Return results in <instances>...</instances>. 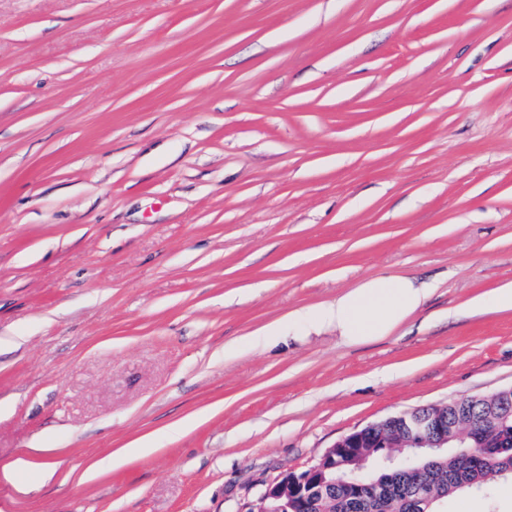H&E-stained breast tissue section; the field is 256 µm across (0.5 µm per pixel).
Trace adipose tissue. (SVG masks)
<instances>
[{
  "label": "adipose tissue",
  "instance_id": "ef3b65f1",
  "mask_svg": "<svg viewBox=\"0 0 512 512\" xmlns=\"http://www.w3.org/2000/svg\"><path fill=\"white\" fill-rule=\"evenodd\" d=\"M433 289L428 283L401 274L369 277L336 299L289 313L265 330L274 339L283 332H296L303 325L335 331L342 343L363 345L393 335L429 301Z\"/></svg>",
  "mask_w": 512,
  "mask_h": 512
}]
</instances>
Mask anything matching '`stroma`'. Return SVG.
I'll return each instance as SVG.
<instances>
[{"label": "stroma", "mask_w": 512, "mask_h": 512, "mask_svg": "<svg viewBox=\"0 0 512 512\" xmlns=\"http://www.w3.org/2000/svg\"><path fill=\"white\" fill-rule=\"evenodd\" d=\"M384 273L434 289L393 336L253 342ZM506 283L512 0H0V512H254L511 388Z\"/></svg>", "instance_id": "obj_1"}]
</instances>
